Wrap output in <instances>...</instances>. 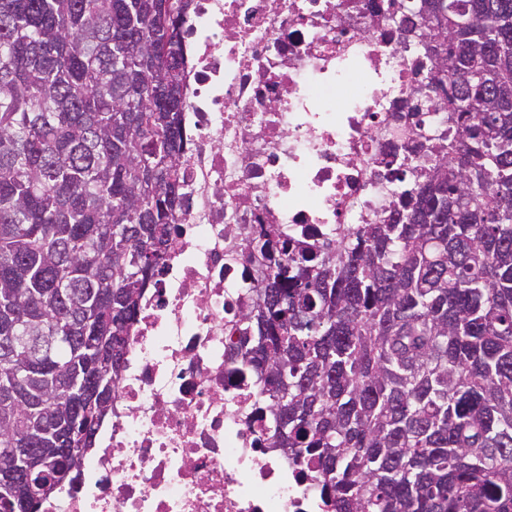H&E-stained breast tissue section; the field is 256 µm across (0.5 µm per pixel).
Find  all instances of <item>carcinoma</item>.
Returning <instances> with one entry per match:
<instances>
[{
    "instance_id": "carcinoma-1",
    "label": "carcinoma",
    "mask_w": 512,
    "mask_h": 512,
    "mask_svg": "<svg viewBox=\"0 0 512 512\" xmlns=\"http://www.w3.org/2000/svg\"><path fill=\"white\" fill-rule=\"evenodd\" d=\"M405 23L448 133L380 223L316 250L262 224L229 353L269 387V447L331 512H512V0ZM0 0V472L96 446L183 203L184 14Z\"/></svg>"
}]
</instances>
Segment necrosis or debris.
<instances>
[{
  "label": "necrosis or debris",
  "instance_id": "1",
  "mask_svg": "<svg viewBox=\"0 0 512 512\" xmlns=\"http://www.w3.org/2000/svg\"><path fill=\"white\" fill-rule=\"evenodd\" d=\"M395 0H190L184 199L166 267L144 294L100 446L45 512H328L302 469L266 447L255 372L227 355L255 302L254 263L225 254L261 224L314 246L383 219L390 160L440 135Z\"/></svg>",
  "mask_w": 512,
  "mask_h": 512
}]
</instances>
